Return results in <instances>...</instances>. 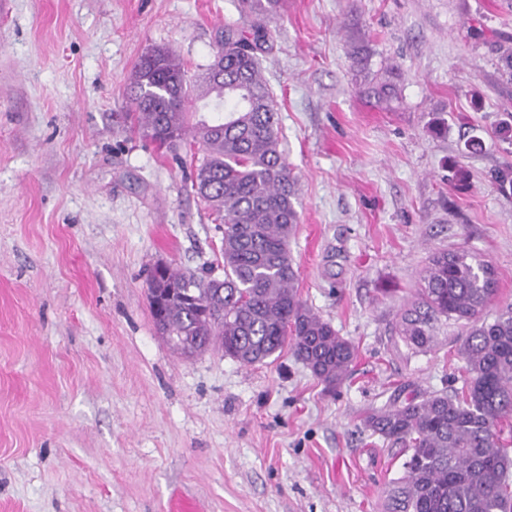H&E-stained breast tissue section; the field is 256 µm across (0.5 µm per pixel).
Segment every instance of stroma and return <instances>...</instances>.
I'll return each mask as SVG.
<instances>
[{"label":"stroma","mask_w":512,"mask_h":512,"mask_svg":"<svg viewBox=\"0 0 512 512\" xmlns=\"http://www.w3.org/2000/svg\"><path fill=\"white\" fill-rule=\"evenodd\" d=\"M255 22L240 0L0 11V512H384L407 454L363 417L461 386L459 325L418 354L395 332L429 254L491 262L486 312L512 304V190L492 182L512 167V0H286L259 59L297 180V287L357 360L331 392L288 350L187 359L157 335L150 268L223 277V234L186 190L189 147L124 126L131 76L159 46L201 74L225 24Z\"/></svg>","instance_id":"35a3bbf8"}]
</instances>
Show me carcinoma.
I'll list each match as a JSON object with an SVG mask.
<instances>
[{
    "label": "carcinoma",
    "instance_id": "obj_1",
    "mask_svg": "<svg viewBox=\"0 0 512 512\" xmlns=\"http://www.w3.org/2000/svg\"><path fill=\"white\" fill-rule=\"evenodd\" d=\"M259 15L282 0H243ZM268 29L224 26L223 78L213 66L191 79L168 48L155 47L135 67L129 99L134 131L159 146L197 144L191 190L224 225V278L154 267L148 302L157 332L180 354L218 347L254 365L289 346L329 389L341 386L355 347L299 297L288 242L299 215L297 182L280 151L274 96L259 67ZM512 76V38L498 44ZM225 112L192 125L189 100ZM494 267L465 249L436 251L399 316L396 333L428 350L442 320L461 324L462 387L374 409L364 429L404 447L403 476L387 490L386 512H512V452L501 434L512 421V304L493 319Z\"/></svg>",
    "mask_w": 512,
    "mask_h": 512
}]
</instances>
